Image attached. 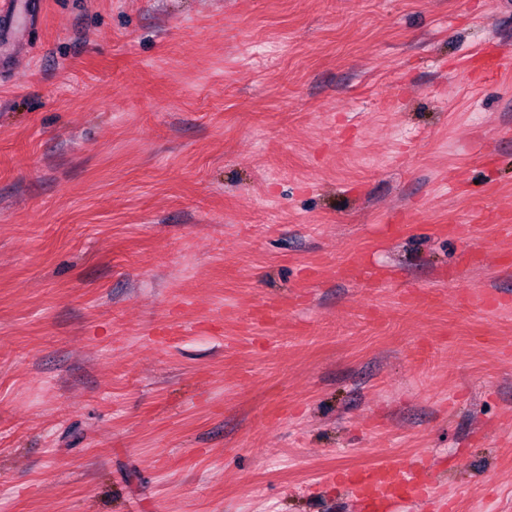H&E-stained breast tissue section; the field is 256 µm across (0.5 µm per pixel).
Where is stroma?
Masks as SVG:
<instances>
[{
	"label": "stroma",
	"mask_w": 512,
	"mask_h": 512,
	"mask_svg": "<svg viewBox=\"0 0 512 512\" xmlns=\"http://www.w3.org/2000/svg\"><path fill=\"white\" fill-rule=\"evenodd\" d=\"M15 2L0 512H512V0ZM427 460L395 462L385 458L378 466L343 472L356 512L388 511L399 498L424 501L436 506L434 485L424 481Z\"/></svg>",
	"instance_id": "35a3bbf8"
}]
</instances>
